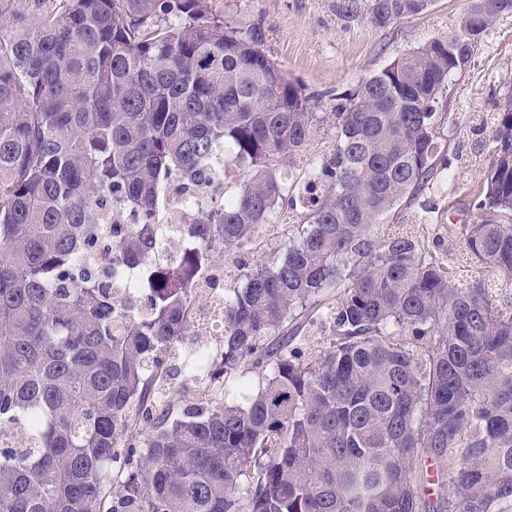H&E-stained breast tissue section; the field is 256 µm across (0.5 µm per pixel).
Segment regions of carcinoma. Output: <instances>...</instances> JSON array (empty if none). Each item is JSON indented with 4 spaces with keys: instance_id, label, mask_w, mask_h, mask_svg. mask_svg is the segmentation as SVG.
<instances>
[{
    "instance_id": "carcinoma-1",
    "label": "carcinoma",
    "mask_w": 512,
    "mask_h": 512,
    "mask_svg": "<svg viewBox=\"0 0 512 512\" xmlns=\"http://www.w3.org/2000/svg\"><path fill=\"white\" fill-rule=\"evenodd\" d=\"M0 0V512H512V96L461 225L466 258L380 223L429 187L449 75L512 0H475L434 39L311 111L257 30L215 0ZM429 0H371L374 23ZM332 139L319 167L285 169ZM240 170L193 247L157 245L171 191ZM284 208L283 256L241 263L222 348L185 402L172 352L196 283ZM112 250L107 266L80 254ZM323 312L333 339L293 342ZM259 372L258 384L248 374Z\"/></svg>"
}]
</instances>
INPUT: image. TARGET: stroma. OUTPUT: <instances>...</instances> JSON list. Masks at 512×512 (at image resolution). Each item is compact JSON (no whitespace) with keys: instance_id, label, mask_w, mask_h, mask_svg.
<instances>
[{"instance_id":"1","label":"stroma","mask_w":512,"mask_h":512,"mask_svg":"<svg viewBox=\"0 0 512 512\" xmlns=\"http://www.w3.org/2000/svg\"><path fill=\"white\" fill-rule=\"evenodd\" d=\"M345 0H217L225 22L248 31L261 28L264 48L290 79L314 95V109L332 112L336 96L352 91L393 60L431 40L458 34V22L471 0H431L419 14L385 26L367 13L371 0H358L355 17H345ZM512 91V13L502 15L472 45L468 62L448 78L439 103L448 120L440 144L448 171L414 200H403L384 217L388 224H417L433 212L437 224L425 237H440L458 255L460 227L478 220L473 193L492 156V117Z\"/></svg>"}]
</instances>
